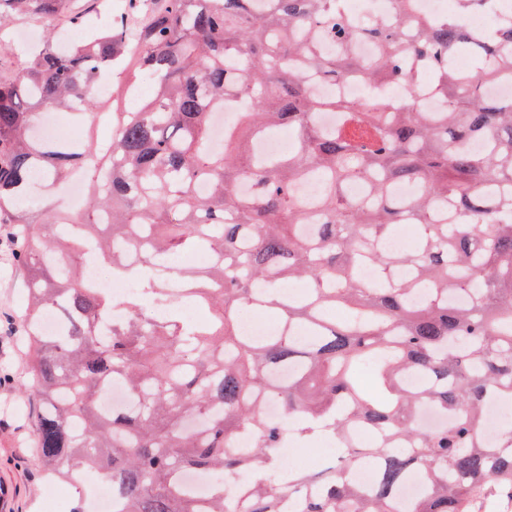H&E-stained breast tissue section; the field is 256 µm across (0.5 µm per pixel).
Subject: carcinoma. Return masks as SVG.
<instances>
[{"label": "carcinoma", "mask_w": 512, "mask_h": 512, "mask_svg": "<svg viewBox=\"0 0 512 512\" xmlns=\"http://www.w3.org/2000/svg\"><path fill=\"white\" fill-rule=\"evenodd\" d=\"M396 2L401 21L389 28L351 22L344 0H126V20L110 31L69 47L49 38L22 71L0 72V224L11 225L10 255L25 272L21 318L46 470L73 482L104 473L113 512H277L285 497L303 500V512H481L495 496L512 500V427L497 444L483 436L489 403L512 400V100L483 96V86L512 80V10L483 33ZM68 3L0 0V25L32 17L50 32ZM316 29L340 51L320 54ZM358 38L380 47L375 59L352 53ZM468 40L484 59L474 77L453 66ZM123 59L137 64L132 96L143 81L152 93L112 113L111 150L33 137L46 111L92 123L102 69ZM410 74L444 111L380 92ZM350 75L373 90L365 102L309 89ZM227 102L238 118L214 149L211 117ZM336 109L340 127L313 123ZM278 128L295 149L256 156V140ZM37 171L86 178L84 212L26 199ZM305 179L322 187L317 224L295 193ZM356 179L368 185L361 201L347 195ZM396 185L416 192L402 201ZM398 224L416 236L389 255ZM90 252L137 280L119 317L84 276ZM189 252L208 261L161 266ZM364 264L377 281L357 279ZM171 275L206 321L179 315ZM294 278L307 288L285 300L278 285ZM51 308L64 323L55 336L40 327ZM244 308L275 309L314 341L243 336ZM406 371L418 386L402 382ZM114 381L133 410L100 408ZM265 395L288 421L265 417ZM423 407L444 423L422 430ZM355 424L382 437L362 447L348 435ZM316 428L336 442L341 465L284 472L280 449ZM244 431L255 436L247 454L233 446ZM361 462L378 465L370 491L351 478ZM185 473L219 483L238 474L251 493L239 503L221 485L200 506L178 481ZM411 477L422 492L402 506Z\"/></svg>", "instance_id": "carcinoma-1"}]
</instances>
